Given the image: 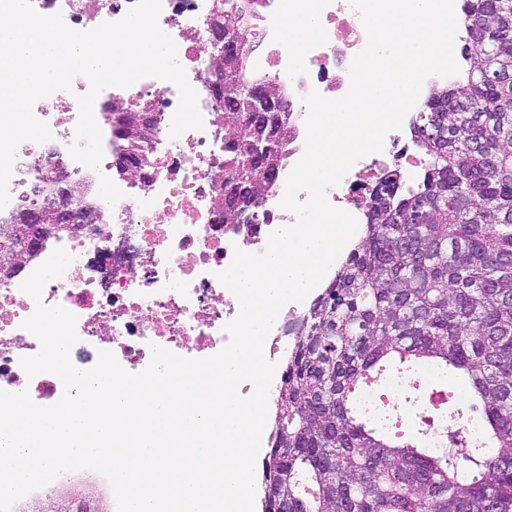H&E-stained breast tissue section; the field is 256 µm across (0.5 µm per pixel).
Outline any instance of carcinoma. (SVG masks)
<instances>
[{"mask_svg":"<svg viewBox=\"0 0 512 512\" xmlns=\"http://www.w3.org/2000/svg\"><path fill=\"white\" fill-rule=\"evenodd\" d=\"M258 0H224L230 16ZM468 69L432 88L414 125L424 169L393 173L373 195L360 242L310 304L278 390L262 463V512H512V0H465ZM237 32L214 79L224 111V222L253 223L286 165L292 131L273 106L280 81L254 69ZM112 113L117 154L143 153ZM42 189L20 217L47 208ZM452 367L471 382L484 425L475 441L423 417L424 440L392 432L357 404L386 364ZM498 451L485 452L488 444Z\"/></svg>","mask_w":512,"mask_h":512,"instance_id":"1","label":"carcinoma"}]
</instances>
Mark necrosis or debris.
Returning a JSON list of instances; mask_svg holds the SVG:
<instances>
[{"label": "necrosis or debris", "instance_id": "necrosis-or-debris-1", "mask_svg": "<svg viewBox=\"0 0 512 512\" xmlns=\"http://www.w3.org/2000/svg\"><path fill=\"white\" fill-rule=\"evenodd\" d=\"M42 15L62 14L75 31H88L105 22L122 19L134 0H31ZM319 14L318 34L293 52L283 42L270 40L260 67L281 77L288 90V108L295 138L288 156L296 165L305 150V97L318 91L325 98L344 96L350 86L349 67L368 35L350 0H314ZM212 0H162L158 25L172 37L177 59L198 96L203 126L171 137L177 109V87L166 80L145 77L129 87L102 90L93 106L101 121L102 172L111 176L123 196L115 204H97L99 217L91 227L47 242L32 260L39 267L56 249L66 250L72 261L62 276L48 281L40 299L21 288L29 270L0 277V390L28 392L40 406L52 405L64 392L61 379L50 372L28 376L24 357L40 349L38 339L22 323L36 302L60 306L76 317L75 367L92 368L99 351L111 352L128 372L143 371L150 363L152 346L185 358L204 359L228 343L224 325L239 312L236 296L217 278L233 261L235 250L247 247L261 253L270 234L280 225L296 221L284 209L287 173L273 183L272 195L257 223L228 224L212 208V198L224 169V132L216 123L220 106L210 75L209 29L206 19ZM91 82L86 75L73 77L71 88L52 94V109L38 112L51 140L22 141L16 150L8 182L10 199L0 208V218L22 209L33 193L29 174L62 170L69 180L91 176V169L74 160L69 148L75 141L80 118L77 98ZM141 102L161 115L162 122L145 147L147 164L129 161L125 174L114 173L116 136L103 124L107 101ZM412 116L400 129L390 131L383 151L358 159L338 186L326 191L328 202L351 214L357 223L367 221L373 194L391 172L413 180L424 160L410 135Z\"/></svg>", "mask_w": 512, "mask_h": 512}]
</instances>
